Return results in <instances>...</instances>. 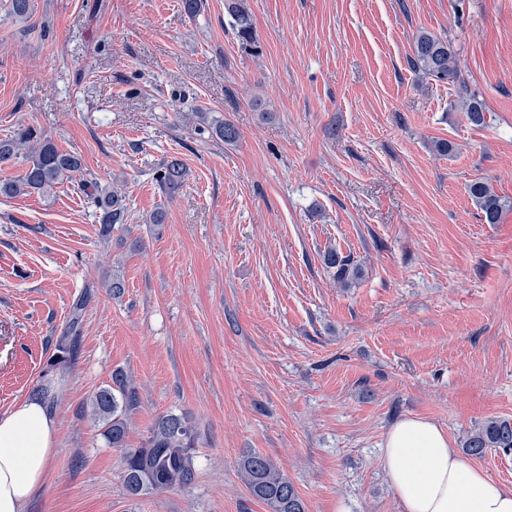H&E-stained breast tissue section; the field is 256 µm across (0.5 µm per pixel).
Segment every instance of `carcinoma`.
I'll return each instance as SVG.
<instances>
[{
	"instance_id": "carcinoma-1",
	"label": "carcinoma",
	"mask_w": 512,
	"mask_h": 512,
	"mask_svg": "<svg viewBox=\"0 0 512 512\" xmlns=\"http://www.w3.org/2000/svg\"><path fill=\"white\" fill-rule=\"evenodd\" d=\"M9 12L17 20L28 21L33 16V0H10ZM224 12L231 19L239 44L245 49L254 46V27L245 0H224ZM408 63L410 68L426 77L456 84L458 101L465 108L469 122L474 126L485 124L484 103L465 82L459 80L456 53L450 42L431 33L420 32L415 36ZM215 135L226 143H232L238 139L239 131L233 123L224 121L215 127ZM20 157L26 162L23 176L17 180L0 181V196L46 194L83 169L80 156L60 150L50 137L31 126H19L13 135L0 139V166L10 165ZM186 176L183 161L173 157L163 162L157 181L161 189L172 196L183 188ZM467 193L482 213L484 223H499L504 202L488 182L473 181L467 186ZM89 197L100 212L99 232L107 238L111 236L114 225L126 222V208L119 197L109 192H95ZM322 262L334 270L337 282L345 288L354 284L362 274L359 264L335 249L324 252ZM90 300L91 294L86 292L73 303L69 322L57 340L51 367L74 364L80 350L82 318ZM137 403L136 391L121 370L114 371L112 384L98 389L88 401L92 415L103 423L106 443L121 450L123 484L127 494L137 497L151 490L190 486L196 478L193 451L198 443L191 420L184 413L161 414L153 422L142 445L131 448L128 444L127 413ZM462 448L466 455L476 458L493 449L511 453L512 419H485L467 433ZM239 469L251 496L266 504L271 512H305V504L294 484L269 457L258 452L246 454L239 461Z\"/></svg>"
}]
</instances>
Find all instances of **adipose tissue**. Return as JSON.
I'll list each match as a JSON object with an SVG mask.
<instances>
[{"label":"adipose tissue","instance_id":"ef3b65f1","mask_svg":"<svg viewBox=\"0 0 512 512\" xmlns=\"http://www.w3.org/2000/svg\"><path fill=\"white\" fill-rule=\"evenodd\" d=\"M53 433L38 398L0 415V512H23L43 485ZM383 460L404 512H512V488L492 483L465 462L432 421L408 418L394 424Z\"/></svg>","mask_w":512,"mask_h":512}]
</instances>
